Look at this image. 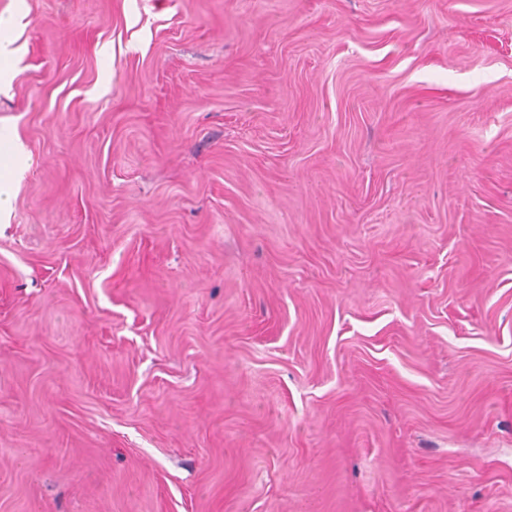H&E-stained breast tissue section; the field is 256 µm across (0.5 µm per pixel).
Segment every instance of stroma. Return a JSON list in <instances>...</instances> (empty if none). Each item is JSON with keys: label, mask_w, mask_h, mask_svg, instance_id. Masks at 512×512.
<instances>
[{"label": "stroma", "mask_w": 512, "mask_h": 512, "mask_svg": "<svg viewBox=\"0 0 512 512\" xmlns=\"http://www.w3.org/2000/svg\"><path fill=\"white\" fill-rule=\"evenodd\" d=\"M0 512H512V0H0Z\"/></svg>", "instance_id": "stroma-1"}]
</instances>
